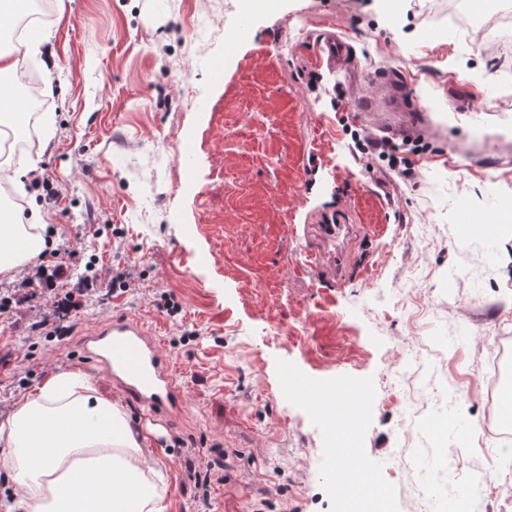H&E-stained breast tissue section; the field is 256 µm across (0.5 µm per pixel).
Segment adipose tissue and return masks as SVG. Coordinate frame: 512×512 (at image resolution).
Here are the masks:
<instances>
[{"mask_svg":"<svg viewBox=\"0 0 512 512\" xmlns=\"http://www.w3.org/2000/svg\"><path fill=\"white\" fill-rule=\"evenodd\" d=\"M46 216L0 225V275L51 249ZM149 436L81 370L51 373L0 421V451L14 474L13 512H167Z\"/></svg>","mask_w":512,"mask_h":512,"instance_id":"adipose-tissue-1","label":"adipose tissue"}]
</instances>
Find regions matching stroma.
<instances>
[{
  "label": "stroma",
  "mask_w": 512,
  "mask_h": 512,
  "mask_svg": "<svg viewBox=\"0 0 512 512\" xmlns=\"http://www.w3.org/2000/svg\"><path fill=\"white\" fill-rule=\"evenodd\" d=\"M223 29L193 34L197 18ZM448 22V0H50L44 43L24 62L46 87L32 117L39 175L11 187L15 210L48 215L54 248L0 278V420L53 371L93 375L133 429L150 432L168 512H338L329 430L287 393L285 375L326 388L372 383L357 455L387 475L391 512H441L472 472L492 471L477 426L490 383L482 362L512 337V231L458 239L460 208L512 205V44L495 24ZM333 28L351 72L317 68ZM382 95L405 83L429 130L407 137L403 177L367 148L356 82ZM194 150L181 156L182 141ZM348 224L343 268L310 264L318 228ZM78 254L95 299L65 340L34 325L77 290ZM125 269L131 286L113 290ZM45 278H37V270ZM177 316L159 307L165 297ZM128 316L154 331L185 383L176 420L147 416L99 373L81 336ZM418 401L473 427L468 446L410 429L398 406L403 367ZM413 447L425 471L396 463ZM224 453L223 483L201 501L186 466Z\"/></svg>",
  "instance_id": "stroma-1"
}]
</instances>
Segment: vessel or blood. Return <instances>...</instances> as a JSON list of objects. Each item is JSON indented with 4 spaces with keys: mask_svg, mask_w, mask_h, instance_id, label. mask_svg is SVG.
Instances as JSON below:
<instances>
[{
    "mask_svg": "<svg viewBox=\"0 0 512 512\" xmlns=\"http://www.w3.org/2000/svg\"><path fill=\"white\" fill-rule=\"evenodd\" d=\"M347 44L336 34L325 35L318 44L316 61L327 69L348 61ZM409 93L406 88L394 86L391 95L379 102L360 97L356 107L362 112H374L388 107L390 115L383 125L387 136L394 137L407 122L403 114ZM83 350L98 367L121 383L136 402L153 413L182 414L185 407V390L168 358L162 353L153 332L141 321L132 318H112L100 322L82 340ZM306 396L342 430L331 444L330 452L337 467L333 473L335 484L347 494H355L374 485L377 477L357 459L353 451L351 431L346 424L354 414L352 405L326 404L323 393L312 385L298 387Z\"/></svg>",
    "mask_w": 512,
    "mask_h": 512,
    "instance_id": "b4317fda",
    "label": "vessel or blood"
}]
</instances>
